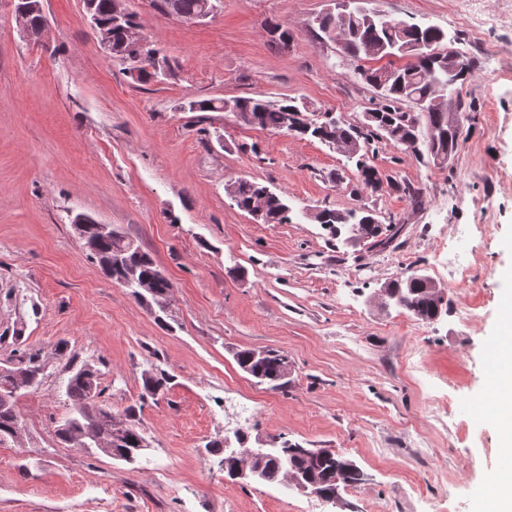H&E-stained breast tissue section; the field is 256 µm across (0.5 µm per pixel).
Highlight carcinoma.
<instances>
[{
	"label": "carcinoma",
	"mask_w": 512,
	"mask_h": 512,
	"mask_svg": "<svg viewBox=\"0 0 512 512\" xmlns=\"http://www.w3.org/2000/svg\"><path fill=\"white\" fill-rule=\"evenodd\" d=\"M208 0H150L152 7L164 15H175L186 21L200 14ZM29 7L27 23L33 37L43 23L41 0H22ZM88 14L95 18L97 31L108 34L111 45L110 55L120 60L127 57V29L136 24V15L128 13L121 23L113 18L114 0H85ZM322 32L330 31L339 37L341 53L349 60L359 62L365 59L410 57L412 62L403 66L379 68H358V74L376 93L377 102L370 111L378 113V120L359 143L349 141L350 127L338 126L329 121H318L305 131L295 135L316 140L330 149L336 142L351 143L347 148V159L355 163L359 184L355 191L376 192L381 184L378 170L360 156L370 157L379 149L393 146L409 150L428 161H436L439 153L455 155L462 132L448 126V92L455 93V113L462 115L465 109L460 97V88L471 78L474 62L462 55L448 56L437 61L424 55L420 45L432 43L448 47V34L441 28L407 23L403 26L365 10L359 5L339 14L330 13L318 22ZM163 68L156 66L142 70L138 81L161 82L173 75V67L167 56H162ZM453 73L455 83L448 85V73ZM425 102L430 112L422 123L404 120L406 102ZM233 104L241 115L239 125L280 131L285 115L300 109L297 99L286 97L276 103L254 99L235 98ZM188 109L194 112H222V100H193ZM393 189L405 197L415 208L424 205L425 199L420 187L411 182L395 181ZM231 201L245 212L261 201L264 203L266 224H288L292 221V209L285 198L272 191L267 185L256 180L241 178L235 182ZM314 220L325 226L329 233L343 242L353 235L368 238L372 249H386L398 237L401 227L384 224L374 210L367 207L351 210L324 208L314 215ZM85 239L97 243V262L115 282L128 289L140 284L148 288L151 300L163 297L172 291L173 283L162 274L152 256L134 239L123 234L119 237H102L95 224L84 228ZM397 293V308L419 321L431 322L444 305L437 299L435 288L425 280V275L416 271L394 279L389 283ZM56 356L66 359L69 377L65 385V396L70 413L64 420L65 428H55L54 435L62 445L79 440L93 451L99 449L98 441L108 446L109 456L126 463L135 462L150 443L140 428L141 408L127 407L119 414L124 420L123 430L116 431L112 408L95 401L102 394L98 369L88 361H79L68 351V344H56ZM284 353L269 351L262 359H256L252 350L242 349L235 353V362L241 371L251 376L260 385L271 390L281 389L284 372ZM13 367L10 373L0 375V444L13 439L15 423L20 420L16 410L17 395L25 390L38 387L46 376L45 359L41 350L18 348L14 350ZM171 378L155 366L142 374V395L150 396L155 390L167 391ZM290 441L284 439L280 446L269 454L256 459L261 466L263 481L283 484L286 478L311 479L317 494L327 498L340 490L362 481V472L350 459L335 454L332 456L303 457L289 452Z\"/></svg>",
	"instance_id": "1"
}]
</instances>
